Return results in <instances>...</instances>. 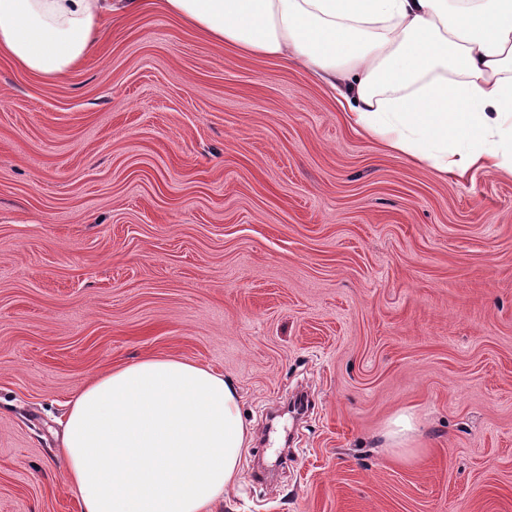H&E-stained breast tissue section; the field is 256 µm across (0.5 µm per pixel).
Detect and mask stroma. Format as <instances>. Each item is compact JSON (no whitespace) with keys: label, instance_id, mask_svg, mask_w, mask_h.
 Listing matches in <instances>:
<instances>
[{"label":"stroma","instance_id":"obj_1","mask_svg":"<svg viewBox=\"0 0 512 512\" xmlns=\"http://www.w3.org/2000/svg\"><path fill=\"white\" fill-rule=\"evenodd\" d=\"M147 356L239 390L215 512H512V175L440 177L157 0L60 77L0 55V512H80L66 404Z\"/></svg>","mask_w":512,"mask_h":512}]
</instances>
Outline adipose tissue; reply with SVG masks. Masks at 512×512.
I'll use <instances>...</instances> for the list:
<instances>
[{"instance_id":"1","label":"adipose tissue","mask_w":512,"mask_h":512,"mask_svg":"<svg viewBox=\"0 0 512 512\" xmlns=\"http://www.w3.org/2000/svg\"><path fill=\"white\" fill-rule=\"evenodd\" d=\"M143 0H0V53L47 78ZM211 43L299 66L350 126L443 177L512 174V0H164ZM250 429L231 380L144 358L69 401L59 454L81 512H212Z\"/></svg>"}]
</instances>
